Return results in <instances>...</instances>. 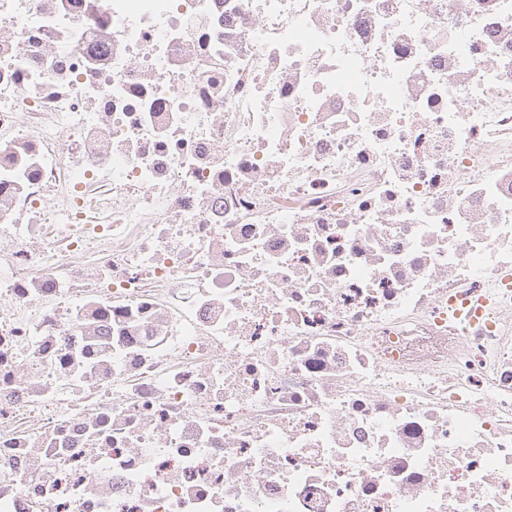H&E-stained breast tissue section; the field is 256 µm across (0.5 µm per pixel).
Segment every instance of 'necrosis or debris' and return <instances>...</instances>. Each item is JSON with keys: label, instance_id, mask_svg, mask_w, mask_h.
Instances as JSON below:
<instances>
[{"label": "necrosis or debris", "instance_id": "necrosis-or-debris-1", "mask_svg": "<svg viewBox=\"0 0 512 512\" xmlns=\"http://www.w3.org/2000/svg\"><path fill=\"white\" fill-rule=\"evenodd\" d=\"M508 275L512 0H0V512H512Z\"/></svg>", "mask_w": 512, "mask_h": 512}]
</instances>
